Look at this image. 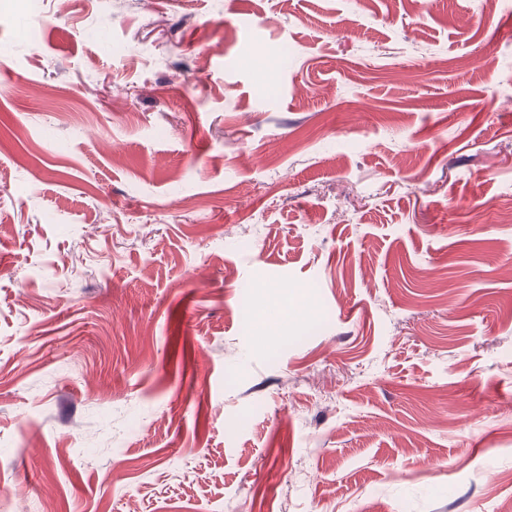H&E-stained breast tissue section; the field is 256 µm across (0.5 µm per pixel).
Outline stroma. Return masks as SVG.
<instances>
[{
	"label": "stroma",
	"instance_id": "1",
	"mask_svg": "<svg viewBox=\"0 0 512 512\" xmlns=\"http://www.w3.org/2000/svg\"><path fill=\"white\" fill-rule=\"evenodd\" d=\"M511 201L512 0H0V512H512Z\"/></svg>",
	"mask_w": 512,
	"mask_h": 512
}]
</instances>
